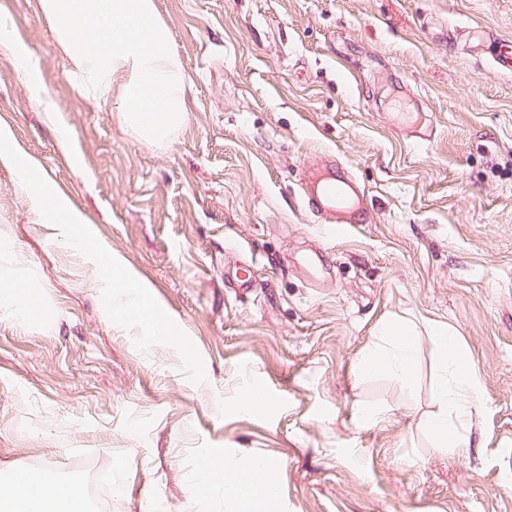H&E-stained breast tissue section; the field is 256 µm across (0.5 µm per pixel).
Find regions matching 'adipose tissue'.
Wrapping results in <instances>:
<instances>
[{
  "label": "adipose tissue",
  "mask_w": 512,
  "mask_h": 512,
  "mask_svg": "<svg viewBox=\"0 0 512 512\" xmlns=\"http://www.w3.org/2000/svg\"><path fill=\"white\" fill-rule=\"evenodd\" d=\"M62 50L86 77L89 92L117 96L122 122L146 144L168 139L187 119L183 69L172 49L171 33L159 17L154 0H40ZM8 136L0 131V160L10 164L20 181L42 205L44 220L69 226L82 249L101 255L112 282V311L119 318L136 319L147 335L175 341L173 324L153 307L145 289L133 286L125 263L106 253L87 234L78 217L52 196L33 174L29 162L2 150ZM439 352L442 379L437 389L439 411L426 426L438 447L469 448L460 426L470 418L478 398L473 368L447 327L432 329ZM418 347L409 327L398 322L382 325L375 341L359 359L361 370L389 371L410 377ZM199 492L223 490L238 501L266 496L269 486L251 468L213 467L200 470ZM0 512H86L84 501L62 480L30 481L15 486L0 499Z\"/></svg>",
  "instance_id": "1"
}]
</instances>
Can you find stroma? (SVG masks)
<instances>
[{"instance_id":"1","label":"stroma","mask_w":512,"mask_h":512,"mask_svg":"<svg viewBox=\"0 0 512 512\" xmlns=\"http://www.w3.org/2000/svg\"><path fill=\"white\" fill-rule=\"evenodd\" d=\"M155 5L188 118L148 145L87 92L39 0H0L9 149L181 333L114 317L103 263L0 162V283L43 310L0 301V472L85 486L103 471L121 489L112 512H238L195 490L199 460L219 454L272 464L263 512H512V73L491 60L512 0ZM326 158L370 211L337 238L302 189ZM389 320L417 337L410 378L358 366ZM436 323L478 382L466 456L425 427ZM246 391L265 406L240 410ZM0 300L12 302L22 313L32 319L40 317L39 301L31 292H26L20 288L3 287L0 289Z\"/></svg>"}]
</instances>
